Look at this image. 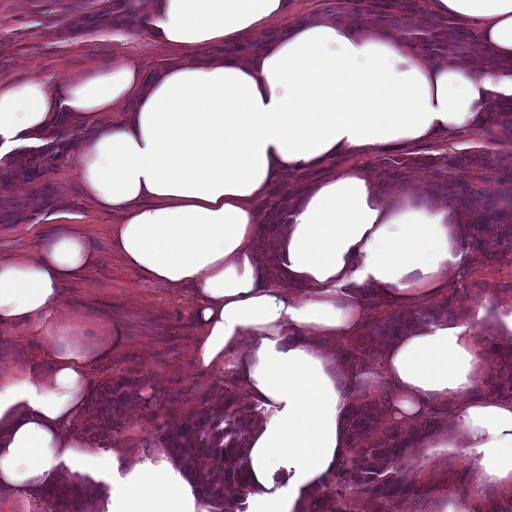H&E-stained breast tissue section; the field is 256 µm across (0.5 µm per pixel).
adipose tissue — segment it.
<instances>
[{
  "instance_id": "adipose-tissue-1",
  "label": "adipose tissue",
  "mask_w": 512,
  "mask_h": 512,
  "mask_svg": "<svg viewBox=\"0 0 512 512\" xmlns=\"http://www.w3.org/2000/svg\"><path fill=\"white\" fill-rule=\"evenodd\" d=\"M427 5L472 21L482 52L512 60V0ZM287 9L288 0H149L155 38L197 56L155 73L120 61L56 92L38 76L0 80V167L60 113L88 127L76 173L88 200L124 215L112 246L134 272L192 288L193 366L234 377L264 410L246 449L247 512H298L349 452L350 387L382 380L386 411L404 425L434 403L452 405V428L430 445L460 449L472 485L454 497L436 492L434 502L437 512H469L484 488L512 491V400L473 394L487 368L475 332L490 315L495 338L512 341V303L387 341L356 378L335 348L364 319L341 289L408 303L458 278L471 261L459 214L431 202L427 189L386 194L369 171L339 170L286 198L274 278L257 245V203L273 182L336 156L477 127L488 97L512 99V74L437 63L401 35L321 15L278 27ZM254 33L262 36L256 50L207 54ZM99 261L71 226L0 255V341L21 329L66 344L50 354L49 370L23 367L0 381L1 496L80 480L112 456L86 452L75 426L89 412L88 379L121 332L109 329L91 353L58 315L62 281ZM289 283L302 295H288ZM105 508L209 512L165 458L126 461Z\"/></svg>"
}]
</instances>
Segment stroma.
<instances>
[{
  "mask_svg": "<svg viewBox=\"0 0 512 512\" xmlns=\"http://www.w3.org/2000/svg\"><path fill=\"white\" fill-rule=\"evenodd\" d=\"M92 0H0V79L15 82L39 75L50 83L76 79L110 68L123 59L145 72L163 70L189 57L186 48H171L153 38L126 31H105L93 36L57 37L56 29L79 21ZM483 147L493 152L501 166L512 168V145L492 141L486 128L464 131L452 137L420 142V150L438 153ZM50 182L58 186L60 204L48 215L0 223V251L24 250L50 236L60 216L69 215L83 232L90 248L99 253V265L62 287L63 314H74L80 339L93 346L101 327L121 325L126 346L112 360L100 363L92 381L125 369H134L185 399L193 385H208L212 376L195 371L190 354L195 341L189 293H175L165 286L132 273L120 253L111 249V234L122 216L96 209L84 200L73 165L54 171ZM46 343L24 336L0 344V381L15 375L21 359L47 367ZM420 461L409 479L423 484L440 480L443 468L465 470L456 454H437L432 448L413 451Z\"/></svg>",
  "mask_w": 512,
  "mask_h": 512,
  "instance_id": "35a3bbf8",
  "label": "stroma"
}]
</instances>
